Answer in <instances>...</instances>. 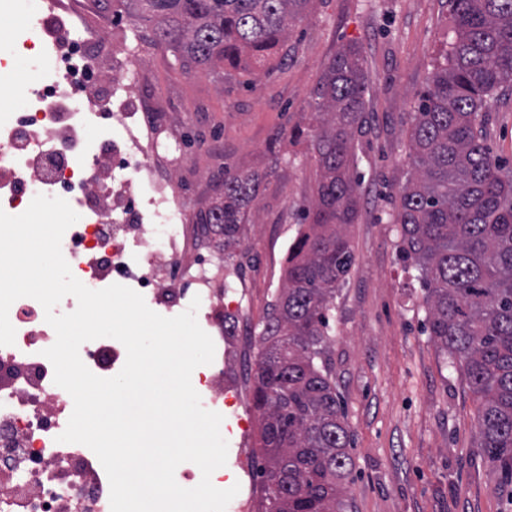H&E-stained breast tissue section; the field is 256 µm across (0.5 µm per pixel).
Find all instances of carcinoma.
I'll return each instance as SVG.
<instances>
[{
  "label": "carcinoma",
  "mask_w": 512,
  "mask_h": 512,
  "mask_svg": "<svg viewBox=\"0 0 512 512\" xmlns=\"http://www.w3.org/2000/svg\"><path fill=\"white\" fill-rule=\"evenodd\" d=\"M149 25L187 73L281 63L311 0H117ZM454 37L418 96L412 170L396 216L403 262L418 272L426 331L481 401L479 447L512 479V172L485 145V113L512 90V0H451ZM366 75L340 48L311 93L319 179L308 230L288 247L285 284L260 331L252 407L258 416L262 512H344L349 430L328 358L336 290L355 263L347 229L359 182L350 174ZM261 181L224 173L197 223L237 241Z\"/></svg>",
  "instance_id": "1"
}]
</instances>
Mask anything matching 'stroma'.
<instances>
[{
    "mask_svg": "<svg viewBox=\"0 0 512 512\" xmlns=\"http://www.w3.org/2000/svg\"><path fill=\"white\" fill-rule=\"evenodd\" d=\"M87 22L119 26L123 56L141 59L151 92L176 112L160 117L158 151L180 168L195 210L214 199L225 169L261 177L260 194L238 248L255 326L278 295L319 169L307 103L333 53L353 43L368 77L364 124L355 135L361 181L357 218L348 228L355 264L336 292L330 363L351 438L346 512H512V486L478 446L480 402L424 329L426 307L415 270L399 256L393 223L397 187L410 169L414 96L452 36L450 0H312L288 39V59L272 72L232 69L185 74L154 47L150 28L115 17L114 0H91ZM492 157L512 164V91L486 117ZM250 358L224 343L237 365L250 426L258 346Z\"/></svg>",
    "mask_w": 512,
    "mask_h": 512,
    "instance_id": "35a3bbf8",
    "label": "stroma"
}]
</instances>
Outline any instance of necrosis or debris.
Here are the masks:
<instances>
[{
	"label": "necrosis or debris",
	"mask_w": 512,
	"mask_h": 512,
	"mask_svg": "<svg viewBox=\"0 0 512 512\" xmlns=\"http://www.w3.org/2000/svg\"><path fill=\"white\" fill-rule=\"evenodd\" d=\"M70 16L65 0H43L27 15L26 31L44 63L20 112L0 117V209L21 214L39 194L65 199L84 218L66 230L61 250L86 287L121 284L168 313L199 299L202 329L220 333L229 320L237 344H248L254 324L239 292L247 262L215 244L204 251L187 247L190 208L177 174L158 172L161 107L142 91L139 60L116 61L107 34L73 37ZM102 71L111 75V95L84 106L77 92ZM91 128L105 150L86 145ZM9 320L15 343L0 346V512H111L109 480L97 456L58 440L73 400L55 384L43 355L56 334L42 305L20 298ZM79 353L104 378L127 357L113 338L85 342Z\"/></svg>",
	"instance_id": "necrosis-or-debris-1"
}]
</instances>
